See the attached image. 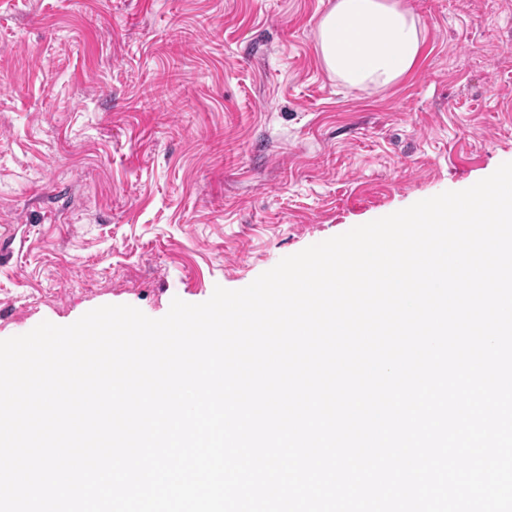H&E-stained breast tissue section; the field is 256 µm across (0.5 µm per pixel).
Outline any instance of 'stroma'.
<instances>
[{
  "label": "stroma",
  "instance_id": "obj_1",
  "mask_svg": "<svg viewBox=\"0 0 512 512\" xmlns=\"http://www.w3.org/2000/svg\"><path fill=\"white\" fill-rule=\"evenodd\" d=\"M334 0H0V340L165 316L512 162V0H405L415 69H324Z\"/></svg>",
  "mask_w": 512,
  "mask_h": 512
}]
</instances>
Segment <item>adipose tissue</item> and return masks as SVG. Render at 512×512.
Listing matches in <instances>:
<instances>
[{"instance_id": "1", "label": "adipose tissue", "mask_w": 512, "mask_h": 512, "mask_svg": "<svg viewBox=\"0 0 512 512\" xmlns=\"http://www.w3.org/2000/svg\"><path fill=\"white\" fill-rule=\"evenodd\" d=\"M424 29L403 0H334L316 31L325 70L352 88H386L415 68Z\"/></svg>"}]
</instances>
